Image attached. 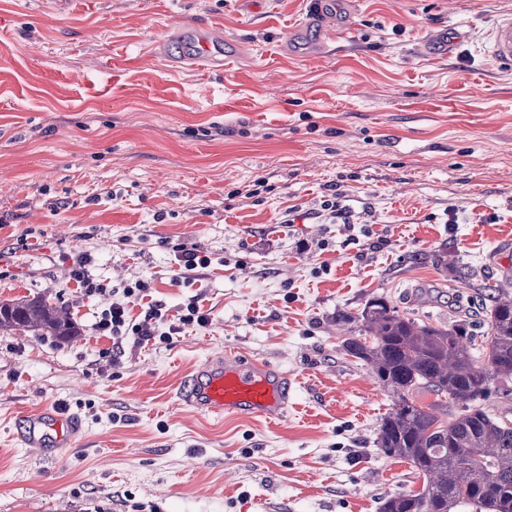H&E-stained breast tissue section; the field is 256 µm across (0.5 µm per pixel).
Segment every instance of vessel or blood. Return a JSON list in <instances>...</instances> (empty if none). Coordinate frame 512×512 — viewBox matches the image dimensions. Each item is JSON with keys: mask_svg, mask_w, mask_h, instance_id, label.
Masks as SVG:
<instances>
[{"mask_svg": "<svg viewBox=\"0 0 512 512\" xmlns=\"http://www.w3.org/2000/svg\"><path fill=\"white\" fill-rule=\"evenodd\" d=\"M329 3L330 0H310V13L318 22L317 42L323 46L335 43L343 35L329 12ZM193 33L190 47L175 45L179 58L191 69H223L230 56L223 35L199 26L194 27ZM484 53L492 66L512 69V14L495 21ZM288 399L287 372L229 353L208 360L195 370L185 391L186 402L202 413L267 420L283 417ZM78 433L77 421L51 406L27 416L24 443L49 458L54 449L70 445Z\"/></svg>", "mask_w": 512, "mask_h": 512, "instance_id": "b4317fda", "label": "vessel or blood"}]
</instances>
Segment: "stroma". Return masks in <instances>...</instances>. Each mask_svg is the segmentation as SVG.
<instances>
[{"label": "stroma", "instance_id": "stroma-1", "mask_svg": "<svg viewBox=\"0 0 512 512\" xmlns=\"http://www.w3.org/2000/svg\"><path fill=\"white\" fill-rule=\"evenodd\" d=\"M510 9L336 0L348 30L316 54L308 0H0V303L63 305L78 331L0 332V512H379L421 489L378 447L394 397L336 317L382 296L482 336L488 284L512 279V70L482 49ZM191 24L242 54L167 64L154 42ZM452 26L469 38L428 56ZM138 281L132 316L195 298L208 325L114 355L96 325ZM227 351L287 371L283 419L183 402ZM48 402L82 422L50 462L19 439Z\"/></svg>", "mask_w": 512, "mask_h": 512}]
</instances>
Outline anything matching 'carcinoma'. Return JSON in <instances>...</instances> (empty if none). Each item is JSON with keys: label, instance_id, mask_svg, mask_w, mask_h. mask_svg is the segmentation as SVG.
<instances>
[{"label": "carcinoma", "instance_id": "obj_1", "mask_svg": "<svg viewBox=\"0 0 512 512\" xmlns=\"http://www.w3.org/2000/svg\"><path fill=\"white\" fill-rule=\"evenodd\" d=\"M511 288L509 280L495 287L480 367L464 327L421 323L399 314L383 296L369 300L358 315L339 316L358 328V336L344 340L345 352L369 363L395 397L379 426L380 450L410 462L423 477L420 490L388 496L380 512H452L462 506L512 512V424L471 407L488 396L492 380L512 377ZM3 329L62 338L76 333L66 308L26 300L0 304ZM365 335L371 343L360 340ZM425 390L449 398L462 414L445 423L438 404H415L414 396Z\"/></svg>", "mask_w": 512, "mask_h": 512}]
</instances>
